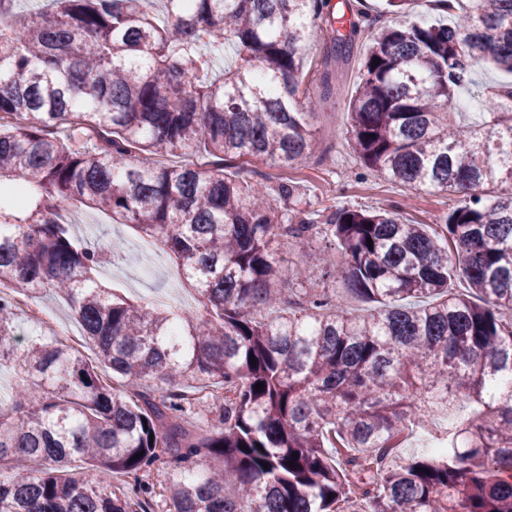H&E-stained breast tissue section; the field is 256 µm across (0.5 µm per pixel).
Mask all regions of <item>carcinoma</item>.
<instances>
[{"label":"carcinoma","instance_id":"carcinoma-1","mask_svg":"<svg viewBox=\"0 0 512 512\" xmlns=\"http://www.w3.org/2000/svg\"><path fill=\"white\" fill-rule=\"evenodd\" d=\"M17 2L0 0V179L15 181L0 185V287L63 299L116 384L61 339L19 338L0 295V361L20 376L0 400V512H143L156 486L114 477L159 462L170 512H512V81L485 88L478 121L455 106L476 65L512 74V0H436L457 17L431 26L386 0L378 29L331 0H163L164 22L147 0H46L22 17ZM321 20L347 28L332 29L342 57L370 35L354 152L459 195L439 229L226 173L243 156L311 157L302 48ZM196 154L207 162L157 163ZM73 205L166 247L204 313L99 283L104 252L59 218ZM314 235L344 292L294 300L276 243ZM186 387L224 390L219 424L187 427ZM416 435L426 450L399 451Z\"/></svg>","mask_w":512,"mask_h":512}]
</instances>
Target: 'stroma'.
Returning a JSON list of instances; mask_svg holds the SVG:
<instances>
[{"label": "stroma", "mask_w": 512, "mask_h": 512, "mask_svg": "<svg viewBox=\"0 0 512 512\" xmlns=\"http://www.w3.org/2000/svg\"><path fill=\"white\" fill-rule=\"evenodd\" d=\"M367 39L356 43L353 55L341 62L327 53L325 40H318L305 52V70L302 88L320 103L309 123L319 147L307 167L295 170L302 179L307 194L343 197L345 202L365 208L402 207L407 217L421 224H437L440 216L452 203L451 195L412 189L387 179L381 173L364 167L354 153L346 127L348 104L356 90V81L367 47ZM75 236L89 238L101 246L121 239L125 251L118 257L107 258L99 269V278L105 285L120 288L132 300H145L158 305L173 306L186 313L197 312L196 297L181 284V270L175 260L160 246L144 249L143 240L135 231L113 223L102 213L81 209L76 211ZM284 265L280 282L286 291L313 288L335 292L340 288L335 279L321 277L326 249L323 242H315L300 253L290 243L278 249ZM312 271L309 279L297 277L295 266ZM16 326L20 336H64L66 342L87 360L95 355L82 336V330L70 308L58 297L47 295L28 298L16 303Z\"/></svg>", "instance_id": "35a3bbf8"}]
</instances>
